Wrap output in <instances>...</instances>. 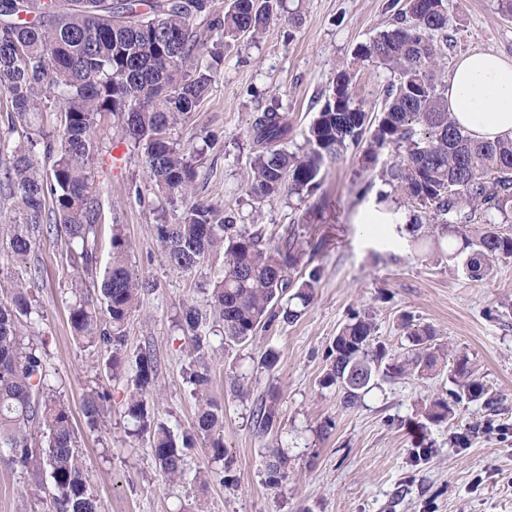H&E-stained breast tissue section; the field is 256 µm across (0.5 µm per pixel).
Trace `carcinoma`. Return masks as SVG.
Segmentation results:
<instances>
[{
    "instance_id": "cac0c4a2",
    "label": "carcinoma",
    "mask_w": 512,
    "mask_h": 512,
    "mask_svg": "<svg viewBox=\"0 0 512 512\" xmlns=\"http://www.w3.org/2000/svg\"><path fill=\"white\" fill-rule=\"evenodd\" d=\"M387 7L395 10L394 23L355 50L358 65L391 73L380 113L372 118L354 104V73L346 69L337 71L301 152L286 148L293 136L287 115L274 107L254 113L247 128L253 159L243 188L259 205L285 193L310 197L321 186L322 168L349 148L363 149L370 164L390 148L385 184L416 208L409 242L446 252L467 278L486 280L496 262L512 258V234L500 227L512 221V139L474 138L448 112L437 41L439 35L448 41L446 0H390ZM282 10L283 0H228L222 9L213 0H0V91L10 99L12 127L23 128L26 138L13 145L0 137V188L12 202L0 244L23 259L40 233L54 231L69 242L72 266L96 273L90 241L102 202L93 166L125 144L140 155L157 195L175 212L174 221L155 225L163 262L191 271L224 252L205 304L180 307L179 324L194 336L187 383L198 412L193 427L179 435L155 412L151 353L129 357L122 351L124 325L148 284L128 265L130 244L120 225H113L98 296L84 292L80 277L71 280L74 334L85 347L112 350L109 368L129 373L125 414L171 479L185 478V457L199 443L211 460L224 459L218 433L224 404L209 395L206 357L215 347L208 327L222 328L224 349L249 345L276 323L297 322L321 278L318 268L306 276L298 271L295 227L274 243L263 227L240 224L234 212L203 200L197 192L202 152L177 135L209 94L224 48L263 34ZM201 25L215 37L212 43L201 39ZM497 216L502 223L494 222ZM8 293L0 302V460L50 482L51 512H101L69 408L54 397L42 347L22 330L35 325L37 314L26 280H10ZM402 328L408 350L391 354L373 318L351 313L328 348L320 380L335 389L342 408L357 406L381 379L422 377L441 366L458 396L493 407L468 357L444 360L428 325L406 318ZM83 409L87 426L96 428L102 395L87 394ZM453 414L442 397L425 411L435 422ZM279 417L273 395L256 406L263 433L276 428ZM36 431L46 434L39 458L30 446ZM267 467L275 486L288 477V458L279 448L268 449Z\"/></svg>"
}]
</instances>
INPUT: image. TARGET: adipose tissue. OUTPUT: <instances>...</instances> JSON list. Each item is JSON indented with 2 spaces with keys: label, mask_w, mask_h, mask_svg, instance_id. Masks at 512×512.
<instances>
[{
  "label": "adipose tissue",
  "mask_w": 512,
  "mask_h": 512,
  "mask_svg": "<svg viewBox=\"0 0 512 512\" xmlns=\"http://www.w3.org/2000/svg\"><path fill=\"white\" fill-rule=\"evenodd\" d=\"M448 110L475 138H512V58L491 51L461 57L448 79Z\"/></svg>",
  "instance_id": "obj_1"
}]
</instances>
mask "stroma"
I'll return each instance as SVG.
<instances>
[{"instance_id":"obj_1","label":"stroma","mask_w":512,"mask_h":512,"mask_svg":"<svg viewBox=\"0 0 512 512\" xmlns=\"http://www.w3.org/2000/svg\"><path fill=\"white\" fill-rule=\"evenodd\" d=\"M386 2L286 0V14L300 21L295 38L287 39L278 23L259 38L241 37L225 50L209 95L178 130L182 141L197 146L205 135L217 137L215 149L202 157L198 191L204 200L273 234L297 224L304 259L322 272L296 323L260 332L256 344L210 360V391L224 405L223 480L194 481L195 471L207 464L200 447L186 458V479H170L146 440L130 435L126 376H113L107 352L82 347L72 334L68 287L75 271L64 239L43 234L24 259L0 249V273L40 270L29 284L40 314L36 335L46 341L51 383L70 410L101 512H512V259L497 263L490 280L473 281L445 254L411 250L407 226L414 207L397 193L389 203L400 223L384 225L378 236L364 232L357 215L384 188L381 165L392 157L388 148L375 166L366 164L361 150L345 151L323 168L315 200L284 195L257 207L242 189L252 113L273 106L287 114L295 131L287 148L304 149L317 98L332 88L358 44L391 25ZM474 50L512 58V19L498 13L494 0H448L443 73ZM390 78L387 70L359 67L351 89L355 102L369 113L380 110ZM95 183L103 203L98 266L109 259L113 224H121L129 265L148 283L125 325L124 352L153 355L160 414L174 431L187 430L196 403L186 382L191 342L178 325L179 310L185 300L204 301L203 286L224 258L211 257L189 273L165 266L154 232L162 210L133 151H125L117 167L96 163ZM354 310L372 315L379 336L397 354L408 345L403 319L431 326L449 358L468 357L494 408L463 401L452 420L430 422L426 405L451 388L441 373L381 382L358 406L341 409L335 391L322 388L320 380L326 350ZM266 347L279 353L271 371L258 363ZM234 376L248 384L250 399L231 391ZM92 389L109 396L94 429L82 408ZM271 394L281 425L263 434L252 411L255 401ZM324 425L330 433H321ZM277 447L288 455V478L274 488L267 483L266 456ZM50 508L47 490L0 462V512Z\"/></svg>"}]
</instances>
